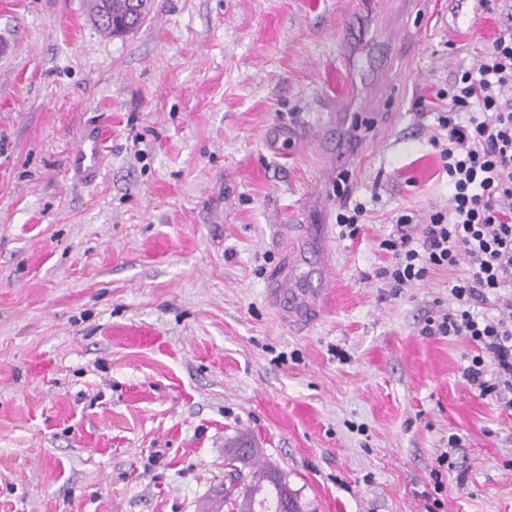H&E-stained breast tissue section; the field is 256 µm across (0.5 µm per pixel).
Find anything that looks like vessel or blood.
Instances as JSON below:
<instances>
[{"label":"vessel or blood","instance_id":"obj_1","mask_svg":"<svg viewBox=\"0 0 512 512\" xmlns=\"http://www.w3.org/2000/svg\"><path fill=\"white\" fill-rule=\"evenodd\" d=\"M347 124L348 116L342 112L330 119L331 127L336 130L338 148L328 157V171H335L338 159L345 156L343 145ZM105 143L106 140L97 127H84L68 158L69 171L85 179L100 176L104 168ZM304 262L303 253L294 251L273 276L269 288L272 301L284 306V315L292 323L312 319L325 299L323 287H311L303 270Z\"/></svg>","mask_w":512,"mask_h":512}]
</instances>
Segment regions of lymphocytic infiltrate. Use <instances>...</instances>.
I'll use <instances>...</instances> for the list:
<instances>
[{"mask_svg": "<svg viewBox=\"0 0 512 512\" xmlns=\"http://www.w3.org/2000/svg\"><path fill=\"white\" fill-rule=\"evenodd\" d=\"M433 144L448 175V208L418 223L397 215L380 242L392 256L377 271L401 290L436 268L465 266L449 281L452 305L428 318L425 336L465 337L476 351L463 375L480 397L512 409V27L500 30L480 64L448 87ZM496 302L497 317L482 312Z\"/></svg>", "mask_w": 512, "mask_h": 512, "instance_id": "1", "label": "lymphocytic infiltrate"}]
</instances>
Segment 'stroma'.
<instances>
[{
    "mask_svg": "<svg viewBox=\"0 0 512 512\" xmlns=\"http://www.w3.org/2000/svg\"><path fill=\"white\" fill-rule=\"evenodd\" d=\"M87 5L0 0V512H206L243 434L305 512H512V411L464 379L472 342L421 333L460 269L375 275L400 209L448 205L437 115L512 0H152L111 37ZM336 111L375 118L332 180ZM292 224L336 268L303 327L267 301ZM106 139L96 126H86L68 158V170L82 178H96L104 168ZM366 211V206L361 202L356 203L352 209L348 208L345 204L340 206V212L336 215V224L343 228L341 230L342 237L348 236L354 239L358 235L360 232V225L358 224H362L361 220Z\"/></svg>",
    "mask_w": 512,
    "mask_h": 512,
    "instance_id": "obj_1",
    "label": "stroma"
}]
</instances>
